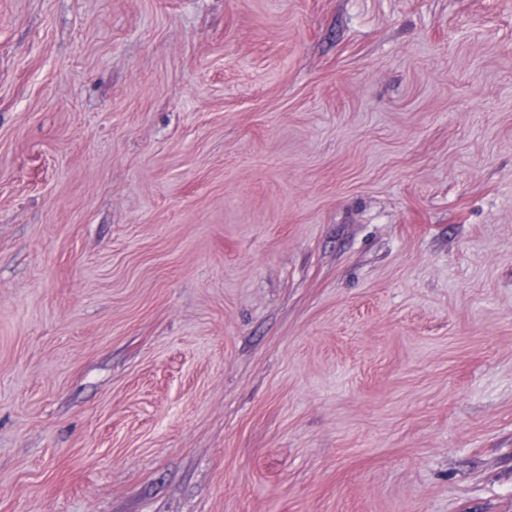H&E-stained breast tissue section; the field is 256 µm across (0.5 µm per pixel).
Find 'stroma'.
Here are the masks:
<instances>
[{"instance_id":"obj_1","label":"stroma","mask_w":512,"mask_h":512,"mask_svg":"<svg viewBox=\"0 0 512 512\" xmlns=\"http://www.w3.org/2000/svg\"><path fill=\"white\" fill-rule=\"evenodd\" d=\"M0 512H512V0H0Z\"/></svg>"}]
</instances>
